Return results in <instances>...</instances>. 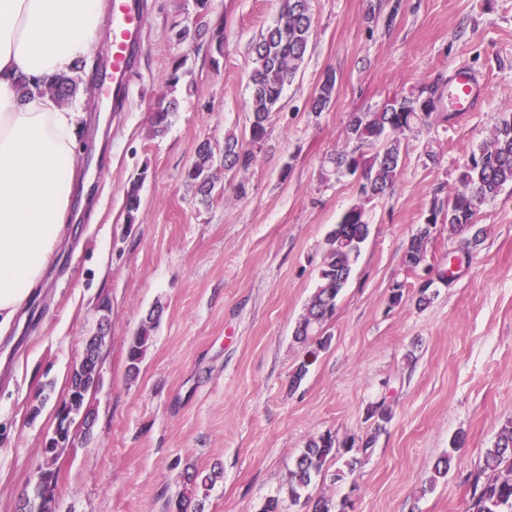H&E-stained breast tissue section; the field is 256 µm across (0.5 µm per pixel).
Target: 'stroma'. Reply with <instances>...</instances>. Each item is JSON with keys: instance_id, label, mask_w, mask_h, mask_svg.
<instances>
[{"instance_id": "obj_1", "label": "stroma", "mask_w": 512, "mask_h": 512, "mask_svg": "<svg viewBox=\"0 0 512 512\" xmlns=\"http://www.w3.org/2000/svg\"><path fill=\"white\" fill-rule=\"evenodd\" d=\"M147 3L125 111L88 89L110 58L111 29L79 76L78 178L93 197L75 201L67 222L76 258L53 254L35 291L36 320L18 316L0 337V512H17L32 495L83 339L103 320L101 383L89 394L95 423L60 455L58 512H168L189 467L217 475L195 495L203 512H260L272 497L284 512H310L289 502L288 473L325 432L375 441L354 474H344L342 458L327 460L312 496L349 500L348 512H467L465 480L512 420V190L483 204L476 252L466 251L470 232L440 223L419 267L402 257L433 201L447 200L462 163L512 109V0H310L314 34L257 161L234 177L215 167L207 206L183 174L201 141L219 153L225 134L247 128L252 45L281 2L210 0L205 24L222 30L219 49L208 35L173 38L174 26L193 25V0ZM178 58L187 70L181 107L156 137L149 116ZM329 70L336 97L312 112ZM460 70L483 84L482 105L440 112L431 131L405 134L402 173L369 204V236L325 325L331 342L292 385L304 358L293 331L326 237L358 200L356 177L322 180L324 158L345 144L351 113ZM429 145L437 161L427 159ZM94 150L106 153L105 166ZM141 172L130 222L125 193ZM453 256L462 263L446 283L437 271ZM426 280L434 297L421 307ZM395 286L403 297L393 307ZM157 305L153 341L129 375L130 338ZM376 404L389 408L387 422L370 418ZM448 453L452 469L432 481Z\"/></svg>"}]
</instances>
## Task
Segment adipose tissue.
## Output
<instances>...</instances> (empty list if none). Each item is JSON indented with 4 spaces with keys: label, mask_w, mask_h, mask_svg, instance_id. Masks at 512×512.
I'll return each instance as SVG.
<instances>
[{
    "label": "adipose tissue",
    "mask_w": 512,
    "mask_h": 512,
    "mask_svg": "<svg viewBox=\"0 0 512 512\" xmlns=\"http://www.w3.org/2000/svg\"><path fill=\"white\" fill-rule=\"evenodd\" d=\"M104 0H0V331L61 242L73 203L81 108L41 92L72 76L104 24ZM28 77V93L18 90Z\"/></svg>",
    "instance_id": "1"
}]
</instances>
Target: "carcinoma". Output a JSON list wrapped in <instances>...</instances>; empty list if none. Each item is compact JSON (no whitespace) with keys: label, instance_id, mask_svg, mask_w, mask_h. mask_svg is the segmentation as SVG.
I'll return each mask as SVG.
<instances>
[{"label":"carcinoma","instance_id":"obj_1","mask_svg":"<svg viewBox=\"0 0 512 512\" xmlns=\"http://www.w3.org/2000/svg\"><path fill=\"white\" fill-rule=\"evenodd\" d=\"M314 28L309 0H281L277 19L260 35L253 45L255 66L250 75L251 95L248 101V141L234 134L224 137V172L236 173L249 169L256 162L253 147L265 141L268 121L280 102L283 92L300 71L305 59L309 39ZM186 60L176 59L170 66L168 84L170 93L162 96L151 115L154 135L166 132L179 108L176 92L185 75ZM78 89L77 81L63 75L44 86L57 101L72 98ZM336 94V76L326 71L321 80L311 108L325 110ZM445 84L439 82L420 87L408 95H395L374 112H354L348 121V146L323 161L322 175L326 180L333 176L361 174L359 202L343 213L335 227L328 233L326 248L318 271V283L306 312L294 330L295 341L306 345L315 336L321 337L320 348L330 342L322 336L324 326L336 308V299L347 284L369 235L366 204L383 196L397 181L402 172L403 146L400 135L431 125L434 114L439 112L444 98ZM215 155L206 143L195 151V160L185 170V182L195 190L202 205L211 202L214 191L213 168ZM143 177L134 180L126 191L127 221L132 224L138 212ZM458 188L448 196L447 203L433 202L424 224L412 236L403 255V265L417 268L425 259L431 227L438 224V217L446 215L445 223L454 230H466L476 224L480 207L496 197L504 188L512 187V111L498 118L490 144L472 153L461 165L457 178ZM161 307L150 311L147 320L131 338L127 351L128 372L139 371L151 337L159 323ZM100 383L98 363L78 370L72 369L67 397L70 398L69 414L94 421V412L87 401L92 388ZM70 443V432L59 436L57 445L43 449L39 469L46 475L58 478L56 462L58 451ZM355 441L339 442L327 432L311 439L295 461L288 481L289 498L295 500L318 476L329 458L346 456L345 466L352 474L360 466L372 447L373 438L354 447ZM209 476L196 470L184 473V490L167 503L169 512H188L192 492L198 486H207ZM469 483L470 512H512V421L501 427L493 447L486 450L482 468L467 479ZM44 489L34 487L33 496L22 500L21 512H46L41 508Z\"/></svg>","mask_w":512,"mask_h":512}]
</instances>
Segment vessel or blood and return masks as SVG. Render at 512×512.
I'll return each instance as SVG.
<instances>
[{
  "mask_svg": "<svg viewBox=\"0 0 512 512\" xmlns=\"http://www.w3.org/2000/svg\"><path fill=\"white\" fill-rule=\"evenodd\" d=\"M144 23L140 0H112L107 19L112 31V53L101 86L112 92L113 111H123L126 106ZM451 98L454 111L470 112L480 105L483 94L475 79L462 71L451 84Z\"/></svg>",
  "mask_w": 512,
  "mask_h": 512,
  "instance_id": "1",
  "label": "vessel or blood"
}]
</instances>
